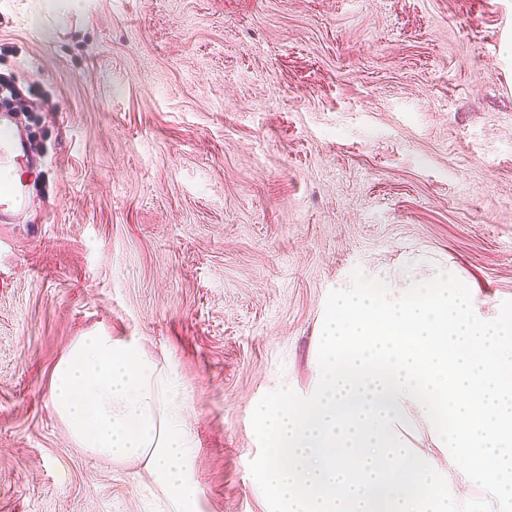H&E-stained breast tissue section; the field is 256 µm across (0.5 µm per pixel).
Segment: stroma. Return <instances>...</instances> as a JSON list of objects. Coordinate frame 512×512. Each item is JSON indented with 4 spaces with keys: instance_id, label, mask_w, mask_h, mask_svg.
Listing matches in <instances>:
<instances>
[{
    "instance_id": "35a3bbf8",
    "label": "stroma",
    "mask_w": 512,
    "mask_h": 512,
    "mask_svg": "<svg viewBox=\"0 0 512 512\" xmlns=\"http://www.w3.org/2000/svg\"><path fill=\"white\" fill-rule=\"evenodd\" d=\"M512 0H0L33 201L0 223V512H172L53 412L81 335L178 380L200 512H269L252 409L317 380L331 290L442 265L512 300Z\"/></svg>"
}]
</instances>
